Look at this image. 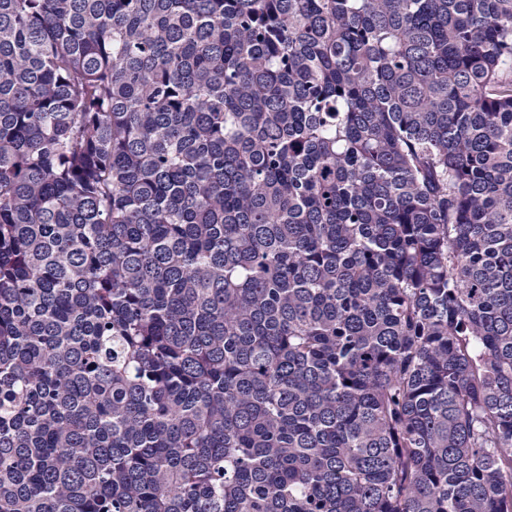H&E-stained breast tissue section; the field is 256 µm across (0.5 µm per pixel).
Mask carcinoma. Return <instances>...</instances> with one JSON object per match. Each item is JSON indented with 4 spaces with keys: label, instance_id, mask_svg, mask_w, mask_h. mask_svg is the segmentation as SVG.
<instances>
[{
    "label": "carcinoma",
    "instance_id": "1",
    "mask_svg": "<svg viewBox=\"0 0 512 512\" xmlns=\"http://www.w3.org/2000/svg\"><path fill=\"white\" fill-rule=\"evenodd\" d=\"M0 512H512V0H0Z\"/></svg>",
    "mask_w": 512,
    "mask_h": 512
}]
</instances>
